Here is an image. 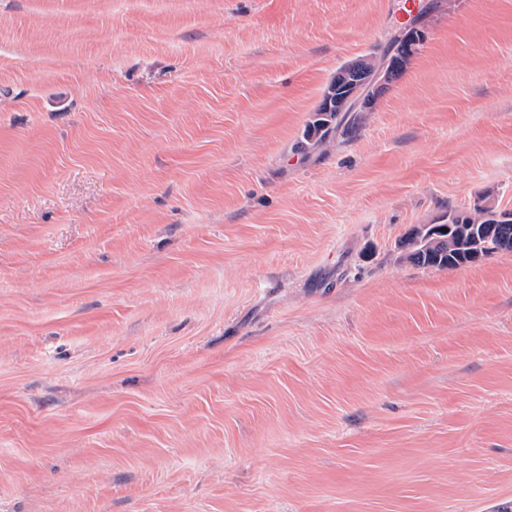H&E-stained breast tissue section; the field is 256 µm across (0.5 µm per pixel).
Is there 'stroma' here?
<instances>
[{"instance_id":"obj_1","label":"stroma","mask_w":512,"mask_h":512,"mask_svg":"<svg viewBox=\"0 0 512 512\" xmlns=\"http://www.w3.org/2000/svg\"><path fill=\"white\" fill-rule=\"evenodd\" d=\"M0 0V512L512 506V0ZM405 30L391 39L386 51H384L379 58L375 56H372V58L383 63L385 61V57L389 54L394 45L398 43L401 40V38L404 37ZM421 39V33L415 34L414 43L406 44L404 49L398 51V55L394 57V63L389 67L377 66L373 59H360L354 61L344 71L339 73L331 89L330 87L332 85L333 80L330 82V84L328 85V90H330L325 95L324 99L327 100L328 107H330L331 102L335 105L336 112H323L324 114H326V116L322 117L323 114L319 113V115L316 116L320 117L317 120L330 122L329 126L323 132V138H321L319 142L325 140L335 130V126L332 124L335 117L336 130L338 129L341 120L337 118V113L342 111L347 102L356 99L361 93H365L366 99H364V106L368 105L372 101L373 95L379 94L383 90V88H385V86L389 84L395 72L394 65L397 64V57L403 58L406 55L415 52L417 50L418 45L421 42ZM402 66L400 67V69L397 71L393 78H396L399 75V73H401L400 71ZM365 73H369L370 77L364 85H361L359 84V79ZM361 87L363 88V90L361 89ZM347 91L350 92L347 94L343 93ZM489 209V207L483 205L476 207L474 211L470 213H460L450 210L448 211V221H446L444 225L448 227V224H453L452 233L464 232L468 226L466 224H473L471 226L477 228H488L487 224H492L487 217ZM411 245L415 246L413 251L409 252V258L414 263L423 266L441 267V268H455L463 265H468L464 258L457 254L455 256H448V252H455L457 250V243L448 237V252L445 248L432 249L431 251H423L421 246L414 243Z\"/></svg>"}]
</instances>
